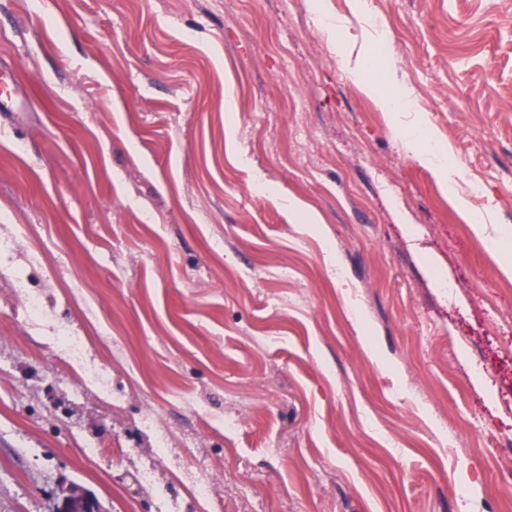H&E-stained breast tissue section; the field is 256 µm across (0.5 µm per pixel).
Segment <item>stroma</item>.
<instances>
[{
  "label": "stroma",
  "mask_w": 512,
  "mask_h": 512,
  "mask_svg": "<svg viewBox=\"0 0 512 512\" xmlns=\"http://www.w3.org/2000/svg\"><path fill=\"white\" fill-rule=\"evenodd\" d=\"M0 62V512H512V0H0ZM331 39L336 42V54L347 68L351 78L359 84L362 91L375 100L379 109L385 112L388 121L395 124L396 114L403 108L401 98L388 94L383 86V82L379 79L371 78L367 75L368 65L372 58L373 47L366 46L362 56L351 66L349 56L344 53V47L350 42L352 36L336 25V29H329ZM415 158L422 164L434 165L440 180L445 184H452L454 182L455 172L449 168L447 164L436 162L435 154L425 146H418L415 149ZM60 498L55 512H101L95 498L73 486L63 489Z\"/></svg>",
  "instance_id": "obj_1"
}]
</instances>
